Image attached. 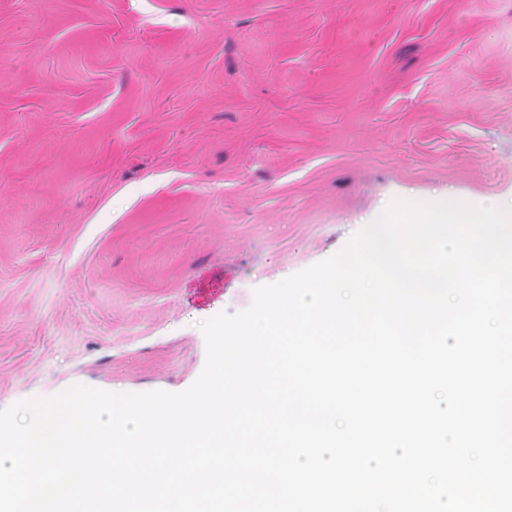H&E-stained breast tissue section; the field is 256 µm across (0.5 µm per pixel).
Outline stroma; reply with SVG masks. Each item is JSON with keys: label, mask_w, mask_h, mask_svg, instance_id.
<instances>
[{"label": "stroma", "mask_w": 512, "mask_h": 512, "mask_svg": "<svg viewBox=\"0 0 512 512\" xmlns=\"http://www.w3.org/2000/svg\"><path fill=\"white\" fill-rule=\"evenodd\" d=\"M396 199L512 204V0H0V410L186 390Z\"/></svg>", "instance_id": "35a3bbf8"}]
</instances>
